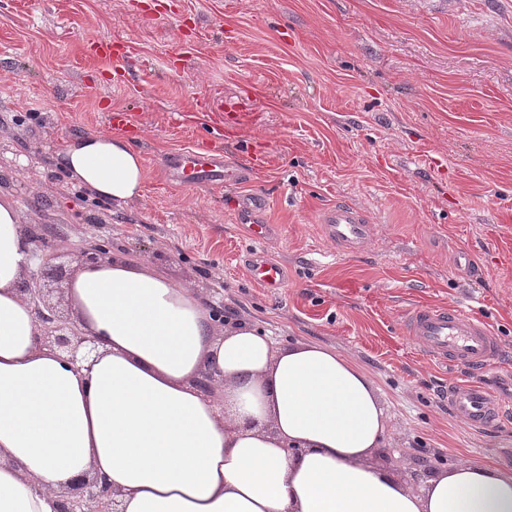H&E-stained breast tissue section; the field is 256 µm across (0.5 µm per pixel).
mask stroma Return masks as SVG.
I'll return each mask as SVG.
<instances>
[{
  "label": "stroma",
  "mask_w": 512,
  "mask_h": 512,
  "mask_svg": "<svg viewBox=\"0 0 512 512\" xmlns=\"http://www.w3.org/2000/svg\"><path fill=\"white\" fill-rule=\"evenodd\" d=\"M89 39L113 59L85 56ZM230 102L245 117L228 130ZM111 112L125 122L109 127ZM111 128L145 161L124 206L54 163L62 136ZM189 146L248 168L246 184H172L164 164ZM0 190L56 228L67 268L88 242L147 257L282 345L352 358L386 404L385 465L405 480L427 454L512 468V421L459 422L446 393L469 373L403 330L417 304L485 320L512 410V0H0ZM247 193L265 201L256 214L239 207ZM337 201L376 226L362 252L337 251L316 222ZM252 224L278 232L259 246ZM258 252L284 265L279 294L250 279Z\"/></svg>",
  "instance_id": "35a3bbf8"
}]
</instances>
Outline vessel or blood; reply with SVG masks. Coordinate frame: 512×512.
<instances>
[{
  "label": "vessel or blood",
  "mask_w": 512,
  "mask_h": 512,
  "mask_svg": "<svg viewBox=\"0 0 512 512\" xmlns=\"http://www.w3.org/2000/svg\"><path fill=\"white\" fill-rule=\"evenodd\" d=\"M170 175L185 186H222L241 181L242 172L231 162L189 147L170 162ZM326 237L340 250L356 252L369 243L374 226L360 208L339 201L318 216ZM254 282L270 291L286 283L283 265L263 256L250 262ZM406 335L421 342L431 357L470 373L485 372L502 356L497 336L470 312L458 307H414L404 321ZM448 407L461 422L484 430L504 420V410L490 383L456 382L448 387Z\"/></svg>",
  "instance_id": "vessel-or-blood-1"
}]
</instances>
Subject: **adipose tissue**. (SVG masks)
<instances>
[{"mask_svg": "<svg viewBox=\"0 0 512 512\" xmlns=\"http://www.w3.org/2000/svg\"><path fill=\"white\" fill-rule=\"evenodd\" d=\"M56 163L98 200L144 188L141 152L116 133L72 138ZM22 223L0 192V512H53L85 472L123 512H512V470L462 461L414 489L374 464L389 418L361 367L217 324L196 288L142 259L74 273L67 298L98 343L74 368L40 344L19 289L36 264ZM207 367L221 401L194 385Z\"/></svg>", "mask_w": 512, "mask_h": 512, "instance_id": "obj_1", "label": "adipose tissue"}]
</instances>
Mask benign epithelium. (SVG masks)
Wrapping results in <instances>:
<instances>
[{
    "instance_id": "benign-epithelium-1",
    "label": "benign epithelium",
    "mask_w": 512,
    "mask_h": 512,
    "mask_svg": "<svg viewBox=\"0 0 512 512\" xmlns=\"http://www.w3.org/2000/svg\"><path fill=\"white\" fill-rule=\"evenodd\" d=\"M40 262L37 267L24 274L20 291L33 306L41 324L40 342L67 355L73 366H78L95 350L94 340L85 336L76 317L63 313L60 302L51 299L44 286L71 280L66 265L56 262L58 255L45 245L44 238L37 237ZM112 258L105 246L95 243L81 247L76 262L81 265L96 264ZM195 386L204 394L214 397L217 380L214 372L205 371L196 380ZM55 512H121L117 494L98 477L82 475L76 478L66 495L56 503Z\"/></svg>"
}]
</instances>
